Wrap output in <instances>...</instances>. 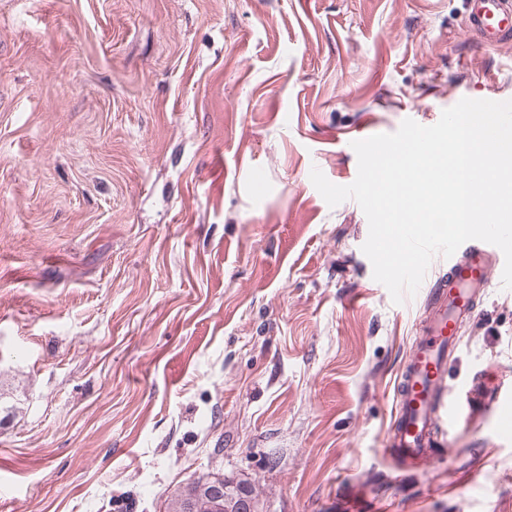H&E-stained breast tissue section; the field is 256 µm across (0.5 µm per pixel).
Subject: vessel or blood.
Here are the masks:
<instances>
[{
  "label": "vessel or blood",
  "instance_id": "1",
  "mask_svg": "<svg viewBox=\"0 0 512 512\" xmlns=\"http://www.w3.org/2000/svg\"><path fill=\"white\" fill-rule=\"evenodd\" d=\"M464 23L486 47L512 41V0H467ZM438 264L446 272L429 285L426 313L397 378L398 412L385 443L386 453L408 469L433 460L445 424L467 423L479 413L493 419L498 436L512 437L511 383L499 382L488 395L476 380L453 401L444 387L460 329L472 319L494 276L502 274L504 254L492 244L470 240Z\"/></svg>",
  "mask_w": 512,
  "mask_h": 512
}]
</instances>
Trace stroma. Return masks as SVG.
Masks as SVG:
<instances>
[{"mask_svg":"<svg viewBox=\"0 0 512 512\" xmlns=\"http://www.w3.org/2000/svg\"><path fill=\"white\" fill-rule=\"evenodd\" d=\"M464 0H0V512H164L188 479L262 512H512V439L384 452L421 295L393 303L352 199L359 137L512 100ZM264 173L255 192L252 175ZM512 375V289L449 398Z\"/></svg>","mask_w":512,"mask_h":512,"instance_id":"obj_1","label":"stroma"}]
</instances>
